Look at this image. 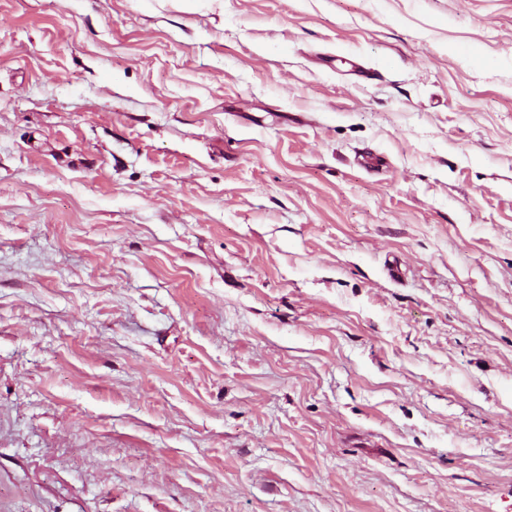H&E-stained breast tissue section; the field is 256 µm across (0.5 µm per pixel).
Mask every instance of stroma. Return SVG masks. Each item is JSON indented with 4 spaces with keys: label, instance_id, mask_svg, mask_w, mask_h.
<instances>
[{
    "label": "stroma",
    "instance_id": "1",
    "mask_svg": "<svg viewBox=\"0 0 512 512\" xmlns=\"http://www.w3.org/2000/svg\"><path fill=\"white\" fill-rule=\"evenodd\" d=\"M0 512H512V0H0Z\"/></svg>",
    "mask_w": 512,
    "mask_h": 512
}]
</instances>
